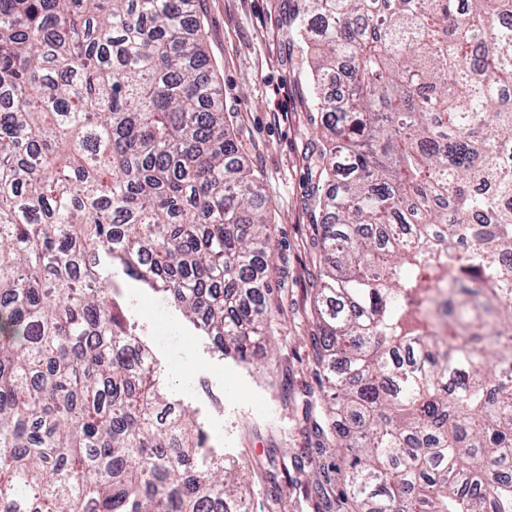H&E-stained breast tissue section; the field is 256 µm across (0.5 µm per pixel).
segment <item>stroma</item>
<instances>
[{"instance_id":"1","label":"stroma","mask_w":512,"mask_h":512,"mask_svg":"<svg viewBox=\"0 0 512 512\" xmlns=\"http://www.w3.org/2000/svg\"><path fill=\"white\" fill-rule=\"evenodd\" d=\"M197 20L227 126L267 206L272 335L253 337L254 356L242 362L222 355L211 337L139 282L119 271L113 280L156 355L168 400L194 412L216 451L247 466L250 512H269L275 494L286 512H313L327 459L304 417L306 406L324 402L309 342L320 263L315 201L327 189L313 167L320 116L284 0H198Z\"/></svg>"}]
</instances>
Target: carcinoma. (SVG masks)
Returning a JSON list of instances; mask_svg holds the SVG:
<instances>
[{
	"mask_svg": "<svg viewBox=\"0 0 512 512\" xmlns=\"http://www.w3.org/2000/svg\"><path fill=\"white\" fill-rule=\"evenodd\" d=\"M195 2L0 0V512H247L112 282L242 361L266 323L265 203ZM288 23L331 133L315 512H512V0Z\"/></svg>",
	"mask_w": 512,
	"mask_h": 512,
	"instance_id": "cac0c4a2",
	"label": "carcinoma"
}]
</instances>
